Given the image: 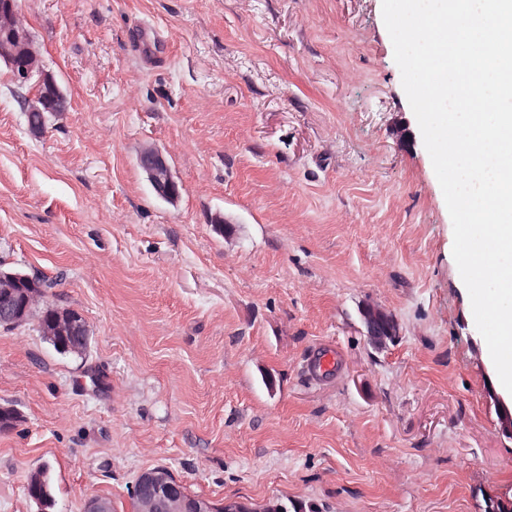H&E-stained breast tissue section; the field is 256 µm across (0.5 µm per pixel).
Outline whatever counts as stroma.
Returning a JSON list of instances; mask_svg holds the SVG:
<instances>
[{
  "label": "stroma",
  "mask_w": 512,
  "mask_h": 512,
  "mask_svg": "<svg viewBox=\"0 0 512 512\" xmlns=\"http://www.w3.org/2000/svg\"><path fill=\"white\" fill-rule=\"evenodd\" d=\"M68 106L29 131L0 67V266L78 310L0 328V512H131L164 467L192 495L320 512H485L512 439L382 0H19ZM161 152L159 198L138 165ZM223 217L216 225L215 217ZM400 332L373 346L360 309ZM333 349L334 375L308 365ZM138 164L146 173L148 182L157 196L169 202L178 198L179 185L160 152L152 149L144 151L139 156ZM40 329L44 339L61 352L79 358L88 353L89 329L79 311L46 306L41 312ZM45 476L46 472L39 468L28 477L26 489L29 499L37 507L35 512H48V508L53 506V498L48 492Z\"/></svg>",
  "instance_id": "35a3bbf8"
}]
</instances>
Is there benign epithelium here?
<instances>
[{
    "instance_id": "1",
    "label": "benign epithelium",
    "mask_w": 512,
    "mask_h": 512,
    "mask_svg": "<svg viewBox=\"0 0 512 512\" xmlns=\"http://www.w3.org/2000/svg\"><path fill=\"white\" fill-rule=\"evenodd\" d=\"M0 63L8 69L18 86H32V98L25 101V112H36L42 124L66 109V96L56 78L43 67L39 52L21 17L18 0H0ZM148 182L160 198L173 202L179 185L164 159L156 150L143 152L138 159ZM34 276L0 268V325L14 327L25 323L38 300ZM369 342L383 346L397 335L396 321L382 309L366 305L361 310ZM40 329L46 341L61 352L83 358L90 347V334L82 314L70 308L45 307ZM503 434L512 438V402L496 393L489 394ZM46 472L37 469L27 481V494L36 512H48L53 498L45 481ZM134 512H242L235 503H215L189 494L184 484L167 468L156 467L142 472L133 491Z\"/></svg>"
}]
</instances>
